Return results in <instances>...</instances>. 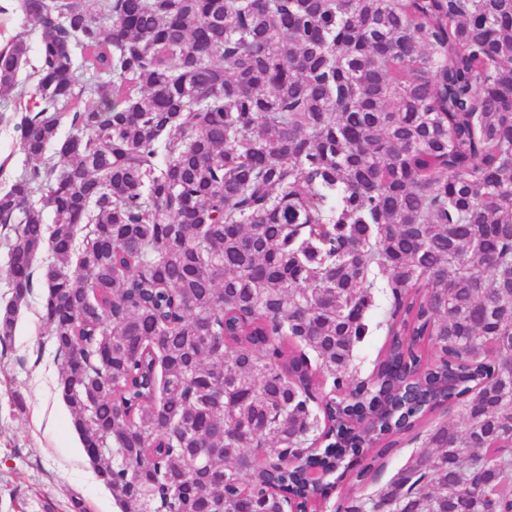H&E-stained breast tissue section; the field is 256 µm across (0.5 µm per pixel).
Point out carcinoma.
Wrapping results in <instances>:
<instances>
[{
  "instance_id": "obj_1",
  "label": "carcinoma",
  "mask_w": 512,
  "mask_h": 512,
  "mask_svg": "<svg viewBox=\"0 0 512 512\" xmlns=\"http://www.w3.org/2000/svg\"><path fill=\"white\" fill-rule=\"evenodd\" d=\"M16 8L39 102L0 189V342L48 251L57 389L120 512H280L273 486L320 512L308 471L367 470L408 430L426 450L348 512H512V0ZM28 57L23 33L0 51V97ZM380 278L364 435L314 393L355 383ZM12 232L8 228H3L0 224V303L3 304L11 296L8 286L9 278L7 275V252ZM385 341V331L382 329L374 330L355 349L350 369L353 370L355 368L363 377L370 374L376 363L380 360L381 350Z\"/></svg>"
}]
</instances>
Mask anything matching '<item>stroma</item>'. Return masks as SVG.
<instances>
[{
    "instance_id": "obj_1",
    "label": "stroma",
    "mask_w": 512,
    "mask_h": 512,
    "mask_svg": "<svg viewBox=\"0 0 512 512\" xmlns=\"http://www.w3.org/2000/svg\"><path fill=\"white\" fill-rule=\"evenodd\" d=\"M45 290L34 284L22 305L14 334L0 344V512H72L80 498L85 512H118L70 425L57 390L58 358L42 320ZM421 441L403 439L376 484L336 481L329 507L347 508L375 494L415 454Z\"/></svg>"
}]
</instances>
